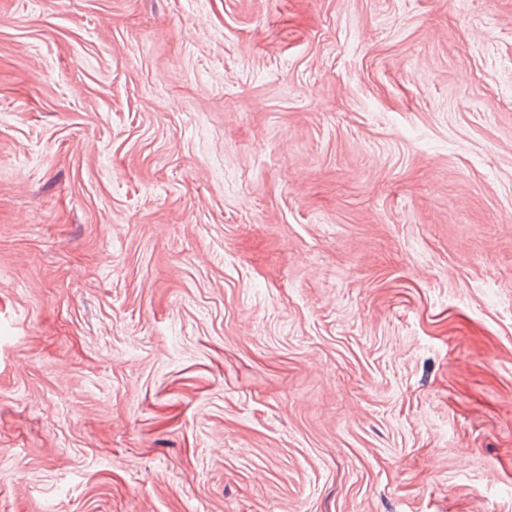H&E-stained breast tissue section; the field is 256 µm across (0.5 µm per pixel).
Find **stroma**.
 Listing matches in <instances>:
<instances>
[{
    "instance_id": "35a3bbf8",
    "label": "stroma",
    "mask_w": 512,
    "mask_h": 512,
    "mask_svg": "<svg viewBox=\"0 0 512 512\" xmlns=\"http://www.w3.org/2000/svg\"><path fill=\"white\" fill-rule=\"evenodd\" d=\"M0 512H512V0H0Z\"/></svg>"
}]
</instances>
